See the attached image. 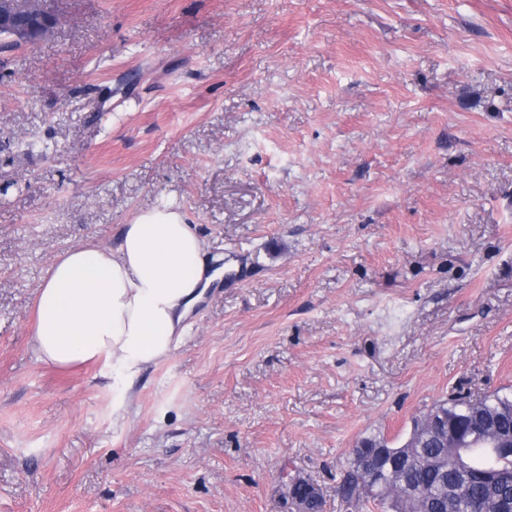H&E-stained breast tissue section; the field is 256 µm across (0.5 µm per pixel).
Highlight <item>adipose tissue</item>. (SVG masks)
<instances>
[{"label":"adipose tissue","mask_w":512,"mask_h":512,"mask_svg":"<svg viewBox=\"0 0 512 512\" xmlns=\"http://www.w3.org/2000/svg\"><path fill=\"white\" fill-rule=\"evenodd\" d=\"M202 242L168 202L140 212L116 247L68 249L43 282L33 341L40 362H100L125 398L132 381L170 356L208 282Z\"/></svg>","instance_id":"1"}]
</instances>
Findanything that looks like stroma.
Masks as SVG:
<instances>
[{"label":"stroma","instance_id":"35a3bbf8","mask_svg":"<svg viewBox=\"0 0 512 512\" xmlns=\"http://www.w3.org/2000/svg\"><path fill=\"white\" fill-rule=\"evenodd\" d=\"M0 53V512H323L354 446L512 388V0H46ZM176 201L223 269L116 407L44 277ZM288 495L300 512H321L322 496L320 489L312 482L302 478H290Z\"/></svg>","mask_w":512,"mask_h":512}]
</instances>
